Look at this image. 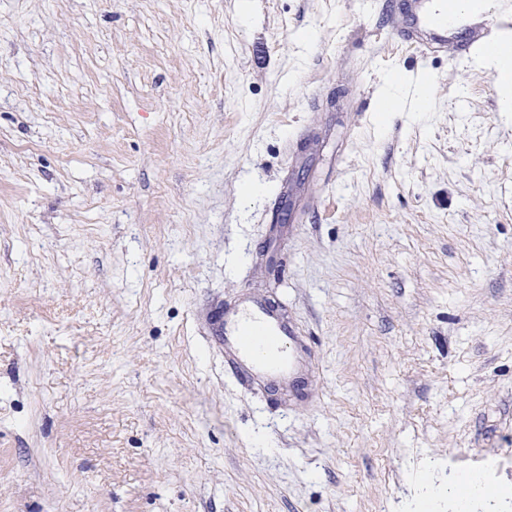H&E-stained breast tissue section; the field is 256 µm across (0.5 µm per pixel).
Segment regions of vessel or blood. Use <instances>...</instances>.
I'll use <instances>...</instances> for the list:
<instances>
[{
	"mask_svg": "<svg viewBox=\"0 0 512 512\" xmlns=\"http://www.w3.org/2000/svg\"><path fill=\"white\" fill-rule=\"evenodd\" d=\"M481 2L471 0L470 19L463 23L447 0H392V27L422 56L450 52L471 58L495 50L512 35V6L485 10ZM212 337L224 351L226 367L260 388H297L313 368L299 329L276 306L257 298L225 307L224 323Z\"/></svg>",
	"mask_w": 512,
	"mask_h": 512,
	"instance_id": "vessel-or-blood-1",
	"label": "vessel or blood"
}]
</instances>
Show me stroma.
<instances>
[{
  "instance_id": "obj_1",
  "label": "stroma",
  "mask_w": 512,
  "mask_h": 512,
  "mask_svg": "<svg viewBox=\"0 0 512 512\" xmlns=\"http://www.w3.org/2000/svg\"><path fill=\"white\" fill-rule=\"evenodd\" d=\"M386 3L0 0V512H460L486 454L512 512V117ZM242 293L303 399L225 367ZM224 323L209 335L224 349L226 367L264 389H291L304 383L314 357L303 352L301 332L274 305L246 298L223 306Z\"/></svg>"
}]
</instances>
